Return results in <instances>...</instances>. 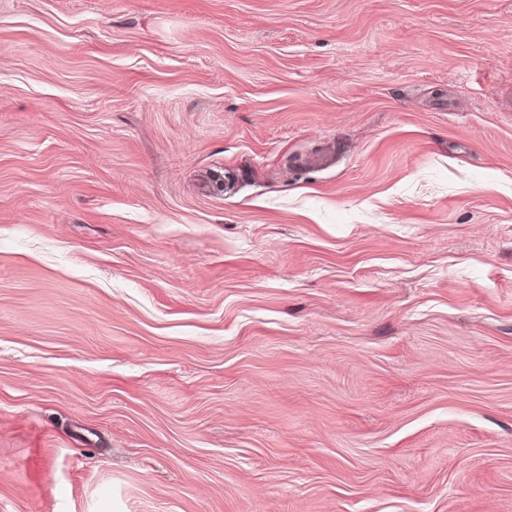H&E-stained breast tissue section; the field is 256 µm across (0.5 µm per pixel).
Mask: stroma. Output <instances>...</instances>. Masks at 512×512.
Wrapping results in <instances>:
<instances>
[{
  "label": "stroma",
  "instance_id": "1",
  "mask_svg": "<svg viewBox=\"0 0 512 512\" xmlns=\"http://www.w3.org/2000/svg\"><path fill=\"white\" fill-rule=\"evenodd\" d=\"M0 512H512V0H0Z\"/></svg>",
  "mask_w": 512,
  "mask_h": 512
}]
</instances>
